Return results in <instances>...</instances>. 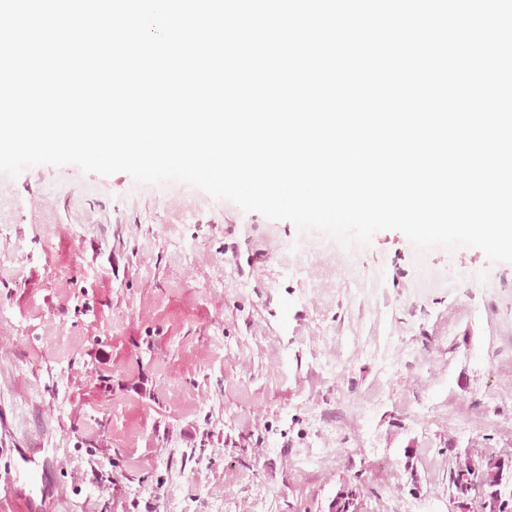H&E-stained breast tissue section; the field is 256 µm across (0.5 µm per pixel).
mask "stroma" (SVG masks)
<instances>
[{
	"instance_id": "obj_1",
	"label": "stroma",
	"mask_w": 512,
	"mask_h": 512,
	"mask_svg": "<svg viewBox=\"0 0 512 512\" xmlns=\"http://www.w3.org/2000/svg\"><path fill=\"white\" fill-rule=\"evenodd\" d=\"M328 239L124 172L0 173V472L45 449L38 512L156 486L161 512H328L345 481L362 512H448L456 455L512 448V263ZM139 371L157 401L93 390Z\"/></svg>"
}]
</instances>
